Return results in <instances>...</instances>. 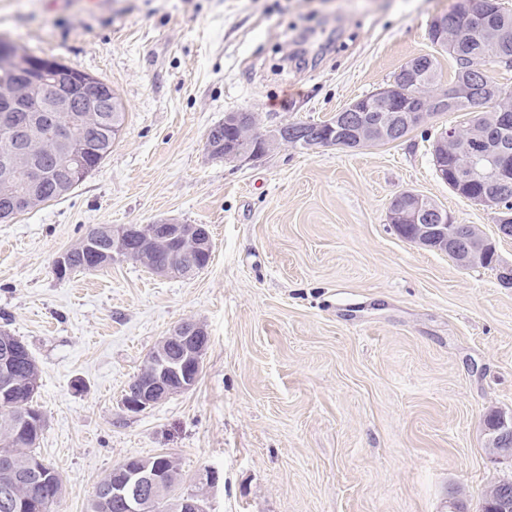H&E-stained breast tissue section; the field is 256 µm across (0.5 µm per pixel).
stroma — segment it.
Listing matches in <instances>:
<instances>
[{
  "mask_svg": "<svg viewBox=\"0 0 512 512\" xmlns=\"http://www.w3.org/2000/svg\"><path fill=\"white\" fill-rule=\"evenodd\" d=\"M456 0H0V33L112 86L126 107L111 154L62 199L0 223V326L35 357L61 473L55 512H86L129 457L167 453L208 512H479L512 479L483 420L512 412V288L397 235L392 199L419 193L496 240L490 208L432 161L441 112L404 139L244 164L208 158L228 112L261 127L328 119L436 54ZM208 225L191 278L118 261L65 280L55 257L98 224ZM186 319L209 334L197 385L139 414L122 395ZM215 471L207 484V471Z\"/></svg>",
  "mask_w": 512,
  "mask_h": 512,
  "instance_id": "stroma-1",
  "label": "stroma"
}]
</instances>
